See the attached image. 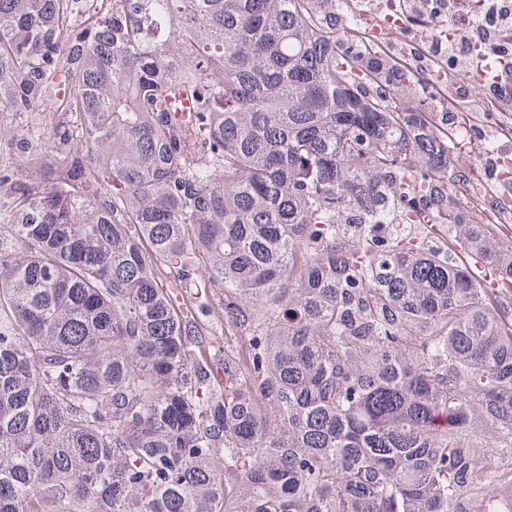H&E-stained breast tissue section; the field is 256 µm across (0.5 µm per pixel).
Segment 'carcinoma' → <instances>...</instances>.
<instances>
[{"label": "carcinoma", "instance_id": "1", "mask_svg": "<svg viewBox=\"0 0 512 512\" xmlns=\"http://www.w3.org/2000/svg\"><path fill=\"white\" fill-rule=\"evenodd\" d=\"M450 2L473 20L456 28ZM363 0H0V512H495L507 149ZM512 74V0H422ZM191 285L190 303L173 289ZM224 334V342L217 336ZM31 125L30 120L22 115L0 114V163L19 164V158L9 149L8 143L14 134L26 131Z\"/></svg>", "mask_w": 512, "mask_h": 512}]
</instances>
